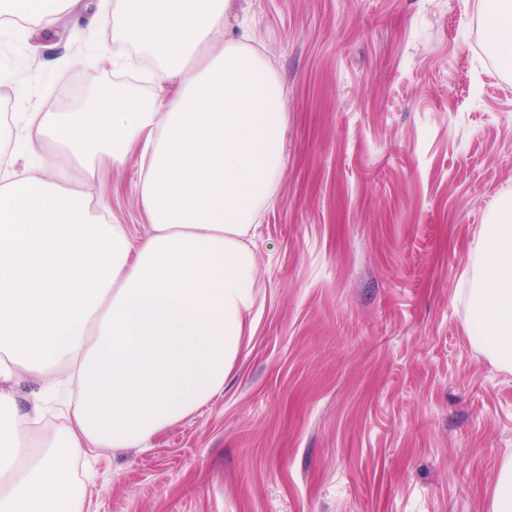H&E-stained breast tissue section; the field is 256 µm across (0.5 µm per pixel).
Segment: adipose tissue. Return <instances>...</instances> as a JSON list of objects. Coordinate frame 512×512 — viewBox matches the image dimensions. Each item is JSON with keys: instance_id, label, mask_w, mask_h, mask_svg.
Instances as JSON below:
<instances>
[{"instance_id": "1", "label": "adipose tissue", "mask_w": 512, "mask_h": 512, "mask_svg": "<svg viewBox=\"0 0 512 512\" xmlns=\"http://www.w3.org/2000/svg\"><path fill=\"white\" fill-rule=\"evenodd\" d=\"M82 0H0V16L51 25ZM230 0H119L112 25L151 64L162 95L102 89L82 108L14 122L36 165L0 164V512H82L69 460L87 448H140L224 389L256 301L245 239L285 151L287 104L259 56L224 36ZM490 38L512 59V0H481ZM58 150L44 153L45 143ZM139 152L147 224L132 242L62 190L69 163L120 165ZM470 334L512 369V201L475 247ZM73 387L66 432L29 452L30 423L7 391L22 376Z\"/></svg>"}]
</instances>
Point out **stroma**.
Instances as JSON below:
<instances>
[{
	"label": "stroma",
	"instance_id": "stroma-1",
	"mask_svg": "<svg viewBox=\"0 0 512 512\" xmlns=\"http://www.w3.org/2000/svg\"><path fill=\"white\" fill-rule=\"evenodd\" d=\"M93 27L0 26L9 114L122 82ZM287 102L249 246L257 303L224 391L145 448L70 462L83 512H490L512 370L468 334L474 247L512 198V90L479 0H231ZM136 160L71 186L143 231Z\"/></svg>",
	"mask_w": 512,
	"mask_h": 512
}]
</instances>
